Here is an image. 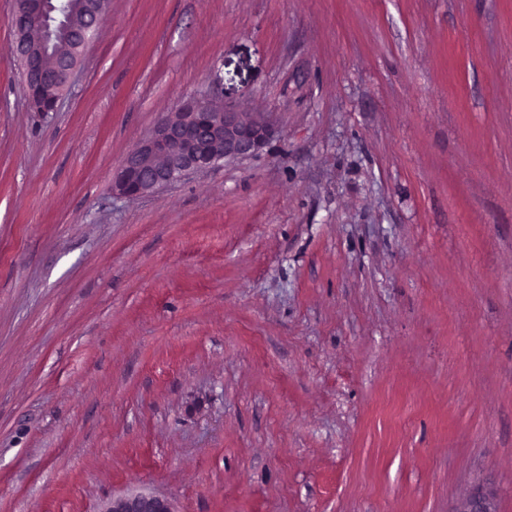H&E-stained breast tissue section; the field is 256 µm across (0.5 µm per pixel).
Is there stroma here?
Listing matches in <instances>:
<instances>
[{
	"instance_id": "1",
	"label": "stroma",
	"mask_w": 512,
	"mask_h": 512,
	"mask_svg": "<svg viewBox=\"0 0 512 512\" xmlns=\"http://www.w3.org/2000/svg\"><path fill=\"white\" fill-rule=\"evenodd\" d=\"M0 0V512H512V0H111L58 111ZM191 96L258 154L134 199ZM100 512H176L173 503L156 492L134 491L112 496Z\"/></svg>"
}]
</instances>
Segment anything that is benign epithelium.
Wrapping results in <instances>:
<instances>
[{
    "label": "benign epithelium",
    "mask_w": 512,
    "mask_h": 512,
    "mask_svg": "<svg viewBox=\"0 0 512 512\" xmlns=\"http://www.w3.org/2000/svg\"><path fill=\"white\" fill-rule=\"evenodd\" d=\"M54 0H20L14 8L15 37L11 52L23 64V89L34 108L57 111L63 91L77 71L79 61L52 55L45 22ZM110 0L90 6L78 0L72 15L59 23L56 36L62 43L76 40L77 18L99 24ZM273 137L264 121L247 118L237 110L207 98L191 96L177 111L162 118L124 158L112 174V193L140 197L204 172L221 161L258 153ZM100 512H176L167 497L156 492L134 491L112 497Z\"/></svg>",
    "instance_id": "7a95c632"
}]
</instances>
